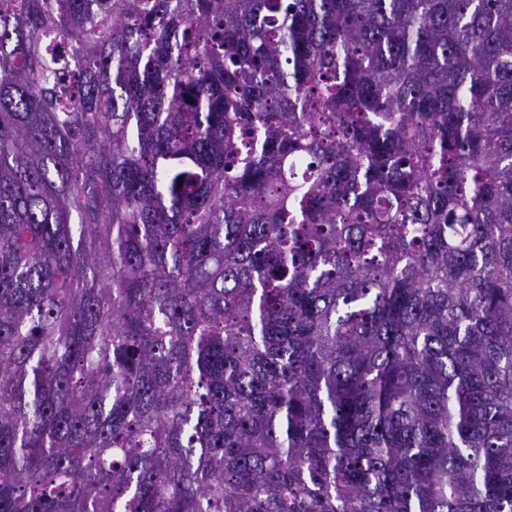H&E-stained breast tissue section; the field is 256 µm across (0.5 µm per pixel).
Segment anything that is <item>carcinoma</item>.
<instances>
[{"instance_id":"carcinoma-1","label":"carcinoma","mask_w":512,"mask_h":512,"mask_svg":"<svg viewBox=\"0 0 512 512\" xmlns=\"http://www.w3.org/2000/svg\"><path fill=\"white\" fill-rule=\"evenodd\" d=\"M0 512H512V0H0Z\"/></svg>"}]
</instances>
